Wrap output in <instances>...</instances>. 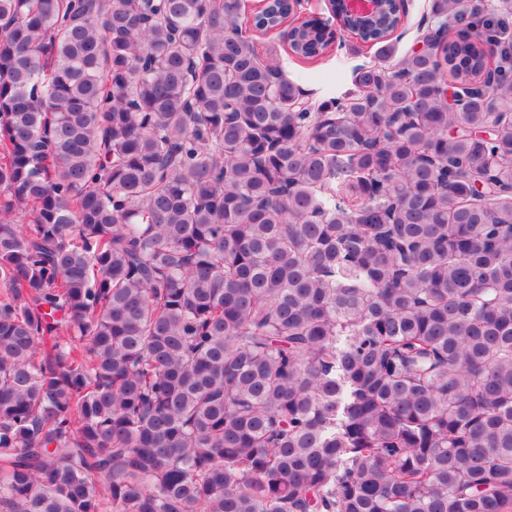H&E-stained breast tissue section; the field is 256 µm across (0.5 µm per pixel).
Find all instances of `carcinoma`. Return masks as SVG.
I'll use <instances>...</instances> for the list:
<instances>
[{"instance_id":"1","label":"carcinoma","mask_w":512,"mask_h":512,"mask_svg":"<svg viewBox=\"0 0 512 512\" xmlns=\"http://www.w3.org/2000/svg\"><path fill=\"white\" fill-rule=\"evenodd\" d=\"M244 7L0 0V512H512V4ZM344 10L343 16L359 21H377L383 12L384 0H338ZM409 1V2H408ZM396 0L397 3L400 4L401 16L402 18L407 15L402 22V29L399 27L396 29V33L393 35L395 39L397 37V45L399 47V52H405L406 50L412 49L414 46L427 49L429 47V42L421 35L417 42L416 39L420 34L419 28L421 30L424 29V25L420 26L422 18L427 13V5L429 0ZM408 2V8H407ZM400 29V30H399ZM398 31V32H397ZM416 42V45H415ZM260 52L274 47L286 76L318 102L338 97L353 88L355 68L373 59L375 47L357 42L350 34L344 35L342 48H333L320 60H305L294 56L276 33H253Z\"/></svg>"}]
</instances>
